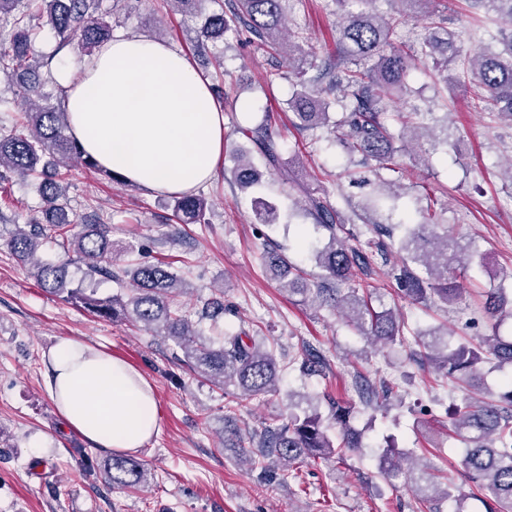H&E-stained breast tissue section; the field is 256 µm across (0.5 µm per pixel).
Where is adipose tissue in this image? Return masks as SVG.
<instances>
[{
	"label": "adipose tissue",
	"instance_id": "ef3b65f1",
	"mask_svg": "<svg viewBox=\"0 0 512 512\" xmlns=\"http://www.w3.org/2000/svg\"><path fill=\"white\" fill-rule=\"evenodd\" d=\"M69 134L101 166L142 189L193 193L224 154V112L191 60L169 44L119 34L93 56L53 66ZM46 389L66 425L92 445L124 453L158 435L149 380L124 360L61 339Z\"/></svg>",
	"mask_w": 512,
	"mask_h": 512
}]
</instances>
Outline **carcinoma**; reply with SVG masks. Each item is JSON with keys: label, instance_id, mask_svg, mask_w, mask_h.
<instances>
[{"label": "carcinoma", "instance_id": "carcinoma-1", "mask_svg": "<svg viewBox=\"0 0 512 512\" xmlns=\"http://www.w3.org/2000/svg\"><path fill=\"white\" fill-rule=\"evenodd\" d=\"M288 0H227L205 17L201 27L202 46L207 41H222L230 33L245 28L262 49L275 53L288 49V69L294 77L295 92L290 108L302 127L316 128L329 123L327 103L306 79L313 65V52L304 48L296 36L288 33L284 14ZM401 9L389 16L374 10L358 13L336 11L338 44L342 59L336 63V74L329 80L328 90L343 92L351 99L350 110L337 126L344 128L338 141L350 154H360L404 179L410 170L399 161L402 147L399 137L381 121L387 105L403 93L406 77L417 65L455 63L461 56L456 32L443 21L429 19L421 49L398 39V29L416 13L414 6L424 0H389ZM473 8L494 12L501 23L504 49L497 53L478 50L467 58L472 80L483 89L479 102L494 109L512 124V0H469ZM102 0H0V22L12 20V34L0 42V72L22 82L27 92L28 111L9 129H0V169L24 179L37 181L42 200L41 218L29 226L16 225L6 246L17 260L29 266L38 284L50 294H63L65 301L105 319L122 317L155 331L163 340L173 343L183 353V362L193 374L224 390V411L231 413L243 397L268 394L277 390L279 367L266 338L244 328L234 334L204 337L188 318L181 301V278L172 263L161 257L150 263H128L122 273L131 277L134 292L121 297L99 298L85 288H65L72 258L86 267L91 280L99 277L116 279L117 254L112 247V227L97 216L91 222L74 223L66 211V189L70 162L76 161L90 172L111 179L117 174L102 167L84 154L78 142L67 134L63 112L42 107L43 87L53 81L51 62L56 53L77 43L85 50L100 47L112 37V25L106 21ZM50 28L57 38L52 53L44 55L36 49L37 30L34 19ZM256 149L262 163L279 171L290 180L289 167L282 161L281 144L266 120L240 128ZM232 175L239 190L255 193L260 188V173L247 151L233 156ZM296 196L289 197L291 209L302 213L323 227L328 242L314 255L319 272L308 271L291 263L277 248L266 252L265 260L272 276L289 296H302L301 302L327 307L349 322L359 334L380 346L399 342L401 324L392 309L376 310L372 304L375 292L367 279L373 273L369 256L350 244L355 238L345 228L339 210L298 184ZM173 212L181 224L207 223V201L201 194L173 197ZM369 232L394 239V227L373 217L362 219ZM431 222L411 224L399 242L398 251L405 253L393 276L404 295L416 303L447 304L456 299L458 288L452 275L465 268L460 258L462 248L448 228ZM54 242L64 249L66 258L58 262L38 257L43 244ZM484 308L491 318H512V296L505 288H492L486 294ZM423 349L421 367L443 372L451 381L461 384L466 395L453 411L456 432L471 443L464 458L468 479L479 489L489 491L498 509L488 512H512V382L481 403L467 395L483 364L495 361L512 364V337L496 336L477 344L446 341L438 345L426 335L418 336ZM296 361L299 370L318 376L326 375L323 357L302 348ZM333 425L323 424L317 410L291 412L286 421L266 426L255 435L254 448L244 447V437L234 430L224 441L241 448L242 458L252 469L259 470L263 481L285 482L290 468L309 458H328L353 452L361 447L360 434L351 425L356 413L351 404L328 400ZM414 464L412 455L389 446L381 454L380 469L389 478L401 472L402 462ZM412 479L433 500H459L457 487L438 481V476L425 469L410 470ZM149 469L142 460L114 455L106 469L112 484L121 488L140 489Z\"/></svg>", "mask_w": 512, "mask_h": 512}]
</instances>
